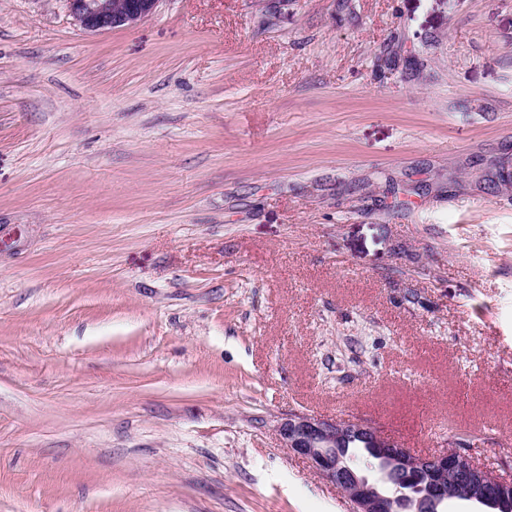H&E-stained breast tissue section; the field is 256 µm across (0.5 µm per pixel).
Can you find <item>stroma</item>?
I'll use <instances>...</instances> for the list:
<instances>
[{"label": "stroma", "mask_w": 512, "mask_h": 512, "mask_svg": "<svg viewBox=\"0 0 512 512\" xmlns=\"http://www.w3.org/2000/svg\"><path fill=\"white\" fill-rule=\"evenodd\" d=\"M293 412L512 480V0H0V512H350ZM161 0H66L69 14L90 32L130 27L151 17Z\"/></svg>", "instance_id": "35a3bbf8"}]
</instances>
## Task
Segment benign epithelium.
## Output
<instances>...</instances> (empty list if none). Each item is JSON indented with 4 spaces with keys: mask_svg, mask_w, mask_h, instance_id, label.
<instances>
[{
    "mask_svg": "<svg viewBox=\"0 0 512 512\" xmlns=\"http://www.w3.org/2000/svg\"><path fill=\"white\" fill-rule=\"evenodd\" d=\"M69 14L90 32L130 27L151 17L160 0H66ZM277 432L284 447L306 460L324 480L335 485L352 505V512H438L448 500V487L467 493L479 503L512 499V482L504 480L458 450L416 455L359 420H337L305 413L282 418ZM356 440L374 448L372 468L388 492L343 454ZM424 481L422 492L407 485Z\"/></svg>",
    "mask_w": 512,
    "mask_h": 512,
    "instance_id": "obj_1",
    "label": "benign epithelium"
}]
</instances>
